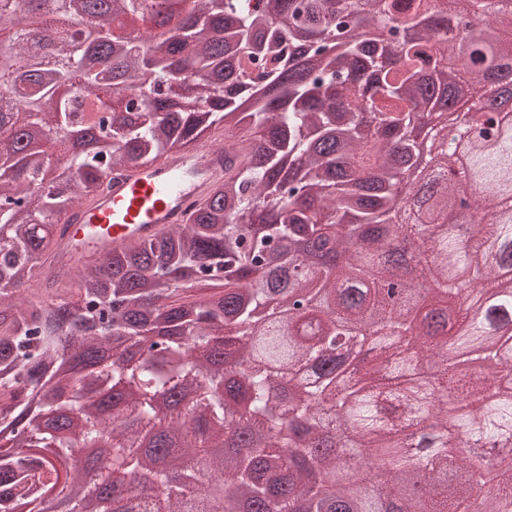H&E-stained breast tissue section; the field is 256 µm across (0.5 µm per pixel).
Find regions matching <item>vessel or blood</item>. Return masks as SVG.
I'll return each instance as SVG.
<instances>
[{
	"mask_svg": "<svg viewBox=\"0 0 512 512\" xmlns=\"http://www.w3.org/2000/svg\"><path fill=\"white\" fill-rule=\"evenodd\" d=\"M221 148L206 144L187 155L114 170L101 194L64 218L73 264L92 265L112 250L162 234L185 223L189 205L223 175Z\"/></svg>",
	"mask_w": 512,
	"mask_h": 512,
	"instance_id": "vessel-or-blood-1",
	"label": "vessel or blood"
}]
</instances>
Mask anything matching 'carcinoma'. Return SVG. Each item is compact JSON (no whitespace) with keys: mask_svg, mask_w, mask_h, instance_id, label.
I'll use <instances>...</instances> for the list:
<instances>
[{"mask_svg":"<svg viewBox=\"0 0 512 512\" xmlns=\"http://www.w3.org/2000/svg\"><path fill=\"white\" fill-rule=\"evenodd\" d=\"M0 0V512H242L221 491L240 484L263 512H320L334 501L346 512L339 448L370 458L372 474L357 487L355 512H499L512 505V346L495 332L512 323V283L495 269L512 263V150L487 151L483 133L454 158H430L447 176L422 223L405 222L404 174L420 164L424 141L438 130L424 115L452 110L456 92L482 84L498 93L487 53L495 23L512 16V0H482L481 40L467 59L448 66L441 0H381V19L362 14V0H170L164 15L148 0ZM100 36L102 68H83L82 33L72 17ZM34 30L66 47V61L39 67ZM192 78L191 97L172 84ZM67 143L74 128L89 147L61 169L56 183L33 198L50 157L33 147L27 127ZM220 132L224 177L190 207L186 224L116 249L100 264L45 280L34 263L64 247L62 216L99 192L107 174L147 165L164 154L196 151ZM467 211L468 240L434 226L448 202ZM500 206L484 221L486 205ZM411 241L426 263L435 297L414 294L399 306L387 298L391 277L387 235ZM294 269L291 290L267 306L256 280L266 264ZM480 268L478 287L495 299L482 314L459 309L452 324L438 312L458 291L451 273ZM172 281L182 282L169 288ZM210 286L220 292L199 299ZM389 325L376 338L377 359L338 387L322 365L342 343L364 342L367 328ZM202 359L190 357L185 340ZM133 351L103 364L107 344ZM243 361L227 370L212 361ZM468 351L498 367L486 377L448 362ZM83 386L112 394L109 423L61 384L59 354ZM194 393L187 406L191 438L166 448L159 462L138 447L142 431L180 433L169 421L171 393ZM472 398L479 424L473 454L451 451L448 411ZM342 426L334 446L316 447L303 422L324 412ZM249 433L251 446L215 455L227 432ZM104 441L97 461L121 471L183 468L197 474L194 496L112 494L70 471L72 448ZM496 471L481 472L491 451Z\"/></svg>","mask_w":512,"mask_h":512,"instance_id":"obj_1","label":"carcinoma"}]
</instances>
